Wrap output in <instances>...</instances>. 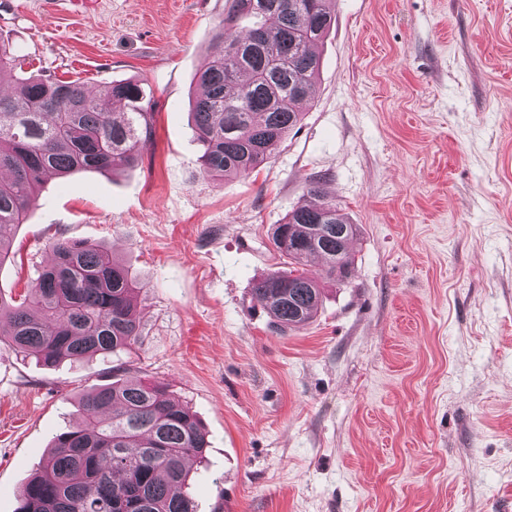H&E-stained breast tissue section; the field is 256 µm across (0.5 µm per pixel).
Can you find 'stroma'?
I'll use <instances>...</instances> for the list:
<instances>
[{"label": "stroma", "instance_id": "obj_1", "mask_svg": "<svg viewBox=\"0 0 512 512\" xmlns=\"http://www.w3.org/2000/svg\"><path fill=\"white\" fill-rule=\"evenodd\" d=\"M230 5L0 0L12 78H133L156 104L135 167L44 181L0 292L54 241L111 246L140 284L120 363L209 436L197 512H512V0H333L302 123L213 181L191 98ZM316 180L359 228L355 268L284 334L252 288ZM111 374L0 345V512Z\"/></svg>", "mask_w": 512, "mask_h": 512}]
</instances>
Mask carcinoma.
I'll list each match as a JSON object with an SVG mask.
<instances>
[{"label": "carcinoma", "instance_id": "1", "mask_svg": "<svg viewBox=\"0 0 512 512\" xmlns=\"http://www.w3.org/2000/svg\"><path fill=\"white\" fill-rule=\"evenodd\" d=\"M332 0H232L198 73L194 132L204 176L224 179L263 164L300 124L299 106L319 72L314 47L332 24ZM17 65L0 40V82ZM155 103L137 80L94 91L78 80L31 74L0 91V266L12 255V232L25 223L47 175L116 170L139 162L154 135ZM275 226L272 241L285 268L257 279L252 294L282 333L309 323L322 299L321 278L352 271L357 225L319 181ZM52 262L20 300L0 294V344L45 366L65 359L127 351L141 337L138 291L112 249L56 241ZM323 261L322 275L309 261ZM86 417L56 435L41 469L21 488L16 512H196L180 491L185 462L204 457L208 434L163 382L124 377L81 398Z\"/></svg>", "mask_w": 512, "mask_h": 512}]
</instances>
